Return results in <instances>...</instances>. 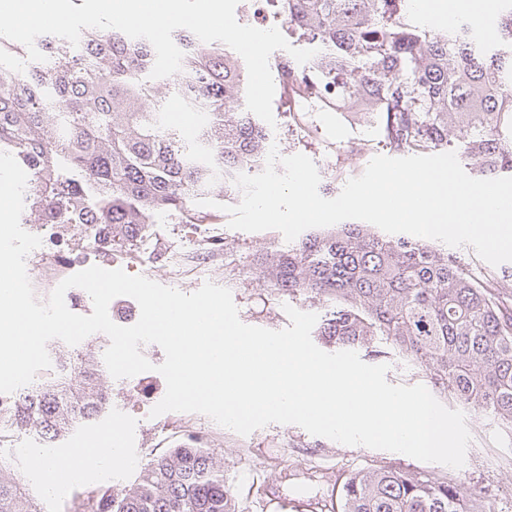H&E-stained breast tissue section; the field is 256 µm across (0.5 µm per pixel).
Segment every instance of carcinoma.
Segmentation results:
<instances>
[{
    "mask_svg": "<svg viewBox=\"0 0 512 512\" xmlns=\"http://www.w3.org/2000/svg\"><path fill=\"white\" fill-rule=\"evenodd\" d=\"M288 35L316 44L294 68L293 95L327 112L363 93L398 152L445 149L482 176L512 173V5L498 18V45L484 47L460 20L434 33L411 0H267ZM182 69L174 96L207 122L191 138L166 121L168 100L149 78L155 51L114 29H84L79 45L37 38L44 62L22 73L0 67V151L38 175L45 224L74 212L136 240L158 215L185 224L211 216L202 199L240 194L233 178L260 170L268 135L246 109L244 71L224 44L178 29ZM264 286L320 298L332 311L318 335L379 356V340L418 363L435 393L491 414L512 432V273L492 290L452 252L415 237L390 239L365 224H335L258 261ZM104 345L91 336L55 356L68 371L0 404V512H41L4 451L16 431L45 447L112 407L100 387ZM78 512H235L234 495L197 441L149 460L121 497L89 493ZM337 512H490L485 498L452 477L392 468L352 473Z\"/></svg>",
    "mask_w": 512,
    "mask_h": 512,
    "instance_id": "carcinoma-1",
    "label": "carcinoma"
}]
</instances>
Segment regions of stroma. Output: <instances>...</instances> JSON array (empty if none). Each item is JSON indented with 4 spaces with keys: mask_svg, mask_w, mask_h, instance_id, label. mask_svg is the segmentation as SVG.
Instances as JSON below:
<instances>
[{
    "mask_svg": "<svg viewBox=\"0 0 512 512\" xmlns=\"http://www.w3.org/2000/svg\"><path fill=\"white\" fill-rule=\"evenodd\" d=\"M273 114L276 126L268 131L270 143L277 145L281 155L302 153L314 161L321 177L319 193L324 198H335L350 178L363 173L374 156L393 154L378 127L365 128L361 144L355 145L352 132L338 124L335 113L292 117L288 93L280 80L275 83ZM228 221V215L218 209L213 210L206 224H185L175 215L165 217L150 225L148 233L133 244L101 254L99 263L108 266L113 256L122 255L132 262L130 274L165 285L169 275L164 263L155 258L159 249L218 239L224 244L222 260L188 276L180 284V291L194 292L207 281L226 287L243 323L270 330L289 326L284 311L288 305L325 314L327 307L321 300L289 298L262 286L255 278L259 257L287 249L279 231L244 232L229 228ZM145 377L141 385L108 374L102 378L112 396V412L106 421L123 427L122 458L111 472H93L46 488L37 459L64 455L88 435V428L64 436L52 449L42 447L25 432L14 435L11 446L15 468L43 512H74L88 492L99 489L121 495L151 458L195 435L211 448L215 464L223 470L224 480L235 496L237 512H331L336 490L347 476L383 467L434 477L455 475L465 484L477 486L492 512H512V433L490 414L465 408L472 440L464 466L454 470L400 453L346 446L311 435L294 424H270L242 436L197 413L167 412L155 417L151 410L163 398L166 383L154 371L146 372Z\"/></svg>",
    "mask_w": 512,
    "mask_h": 512,
    "instance_id": "35a3bbf8",
    "label": "stroma"
}]
</instances>
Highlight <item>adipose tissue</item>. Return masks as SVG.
Instances as JSON below:
<instances>
[{
  "instance_id": "ef3b65f1",
  "label": "adipose tissue",
  "mask_w": 512,
  "mask_h": 512,
  "mask_svg": "<svg viewBox=\"0 0 512 512\" xmlns=\"http://www.w3.org/2000/svg\"><path fill=\"white\" fill-rule=\"evenodd\" d=\"M120 456L121 448L117 440L93 432L81 444L72 448L67 458L60 461L43 460L39 467L46 483L51 485L63 472L82 477L90 471L109 469Z\"/></svg>"
}]
</instances>
